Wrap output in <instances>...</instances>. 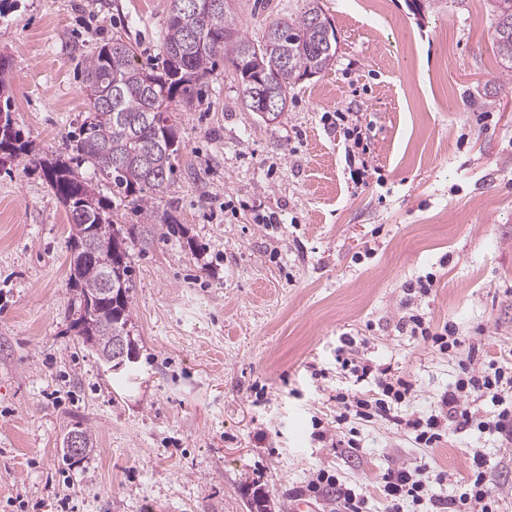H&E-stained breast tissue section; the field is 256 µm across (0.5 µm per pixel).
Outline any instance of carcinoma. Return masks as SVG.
<instances>
[{
    "mask_svg": "<svg viewBox=\"0 0 512 512\" xmlns=\"http://www.w3.org/2000/svg\"><path fill=\"white\" fill-rule=\"evenodd\" d=\"M493 36L504 71L512 73V0H493ZM167 14L162 54L156 65H135L133 47L114 37L90 56L83 82L89 111L65 152L47 153L39 167L58 201L70 216V243L98 240L100 249L86 259L70 260L69 285L76 292L70 308V330L82 344L94 339L107 343L123 338L139 355L131 336V252L144 247L158 231L153 200L167 191L176 175L182 133L171 119L175 99L189 103L195 86L210 74L219 56L233 68L241 86V102L251 112V89L270 82L272 93L287 111L295 83L333 65L337 33L322 0H302L298 13L271 20L263 41L252 42L242 31L232 0L202 19L178 15L173 0H164ZM287 65L272 69L274 56ZM0 166L20 163L29 156L30 142L22 139L11 112L0 108ZM92 176L78 172L82 166ZM110 186L112 197L96 193L93 180ZM131 205L148 226L137 230L112 221L113 200ZM112 277V296L103 294Z\"/></svg>",
    "mask_w": 512,
    "mask_h": 512,
    "instance_id": "obj_1",
    "label": "carcinoma"
}]
</instances>
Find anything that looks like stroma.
Wrapping results in <instances>:
<instances>
[{
    "label": "stroma",
    "mask_w": 512,
    "mask_h": 512,
    "mask_svg": "<svg viewBox=\"0 0 512 512\" xmlns=\"http://www.w3.org/2000/svg\"><path fill=\"white\" fill-rule=\"evenodd\" d=\"M338 36L331 69L298 81L267 122L241 103L224 61L171 108L184 144L156 197L183 235L133 252L127 382L69 329V220L42 172L0 169V512H291L321 468L376 491L381 471L487 460L512 512V454L495 436L449 431L415 447L386 423L335 450L343 335L412 380L422 410L457 373L397 330L405 283L437 273L420 307L485 356L512 350V79L493 47L490 0H323ZM302 0H234L244 33ZM163 0H17L0 17L9 110L36 152L62 148L87 110L85 60L112 37L156 64ZM362 116L372 159L353 182L346 125ZM277 212L281 222L261 223ZM91 451L65 457L68 433Z\"/></svg>",
    "instance_id": "obj_1"
}]
</instances>
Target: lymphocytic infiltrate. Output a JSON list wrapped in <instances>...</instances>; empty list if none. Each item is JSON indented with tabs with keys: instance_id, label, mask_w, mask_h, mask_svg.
<instances>
[{
	"instance_id": "f902f5d3",
	"label": "lymphocytic infiltrate",
	"mask_w": 512,
	"mask_h": 512,
	"mask_svg": "<svg viewBox=\"0 0 512 512\" xmlns=\"http://www.w3.org/2000/svg\"><path fill=\"white\" fill-rule=\"evenodd\" d=\"M438 277L427 273L405 288L399 328L409 331L433 352L445 354L464 343L455 325L434 324L414 307V300L431 294ZM339 373L354 379L356 386L337 392L332 427H318L316 436L332 448L355 449L360 445L361 425L385 420L403 427L420 448H436L450 430L476 431L497 436L501 447H512V363L496 359H467L459 365L453 384L425 412L405 413L415 395L411 380L393 373L390 364L359 356L353 337L341 338L336 349ZM490 409H481V402ZM487 463L473 452L467 477L432 468L429 464L401 465L384 470L378 481L384 512L431 506L434 512H501V497L487 479ZM449 485L448 496L434 493L437 485ZM305 495L327 497L335 512H370L369 497L362 487L345 480L335 470L319 469L304 488Z\"/></svg>"
}]
</instances>
